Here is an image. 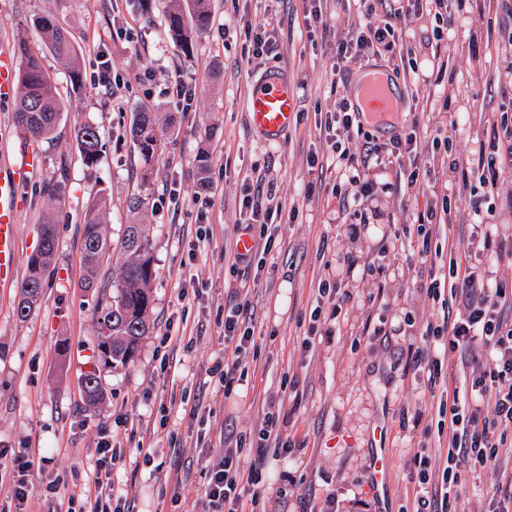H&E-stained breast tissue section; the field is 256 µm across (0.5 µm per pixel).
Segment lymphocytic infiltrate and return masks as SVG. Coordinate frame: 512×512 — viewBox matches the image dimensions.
I'll return each mask as SVG.
<instances>
[{
  "instance_id": "f902f5d3",
  "label": "lymphocytic infiltrate",
  "mask_w": 512,
  "mask_h": 512,
  "mask_svg": "<svg viewBox=\"0 0 512 512\" xmlns=\"http://www.w3.org/2000/svg\"><path fill=\"white\" fill-rule=\"evenodd\" d=\"M361 2L363 22L336 40L337 65L359 61L382 47L392 48L414 17L430 20L433 40L442 41L456 20V11L466 8V0H407L402 6L396 0ZM355 121V113L344 101L335 111L326 113L324 120V130L330 135L336 155L339 205L358 204L376 194L378 188L366 174L381 164L396 168L399 190L408 196L435 163L447 164L451 172L460 175L451 192L437 195L434 203L417 216L416 231L421 238L417 257L421 268L428 271L419 289L439 303L441 312L427 321L420 345L410 351V362L415 372L425 376L428 390L441 392L438 412L448 417V448L431 457L413 454L409 468L417 479L413 512H463L462 470L498 471L504 439L497 431L502 427L512 429V321L502 315L503 307H512V287L497 273L498 267H512V248L504 243L512 226L482 221L481 207H474L476 221L467 239L461 241L458 256L450 257L447 275L441 278L434 273L437 258L431 245L439 219L450 214L453 196L463 195L471 179H478L491 192L502 184L505 167L512 165V119L504 113L490 118L488 150H477L463 162L449 159L446 150L451 138L442 128L432 139V154L419 150L414 132L420 124L419 116H411V132L396 134L384 143L367 137L357 148L350 145ZM242 207L246 217L234 230L261 242L262 250L237 252L233 258L236 264L251 269L259 253L271 252L283 207L274 194L265 195L257 189L244 194ZM364 275L356 255L337 251L334 272L318 284L304 346H312L321 335V319H348L354 307L355 283ZM250 309V299L239 296L224 315V346L231 349L232 357L224 365L221 380L228 392L248 375L247 349L253 338ZM453 359L461 366L463 384L470 387V403H462L458 390L447 387L448 366ZM248 446L255 450V461L246 469L241 465V454ZM293 446L282 432L279 409L269 408L252 438L239 436L225 442L223 458L209 472L200 500L201 512H245L249 507H262L261 459L268 448L285 453ZM95 453L96 497L90 512H132L128 500L111 493L112 462L119 455V448L105 437L98 442Z\"/></svg>"
}]
</instances>
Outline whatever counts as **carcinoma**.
Wrapping results in <instances>:
<instances>
[{
  "instance_id": "cac0c4a2",
  "label": "carcinoma",
  "mask_w": 512,
  "mask_h": 512,
  "mask_svg": "<svg viewBox=\"0 0 512 512\" xmlns=\"http://www.w3.org/2000/svg\"><path fill=\"white\" fill-rule=\"evenodd\" d=\"M168 32L184 52L193 51L189 31L203 30L209 25L208 0H169L166 14ZM43 34L44 48L55 56L68 72L73 91L83 87L84 76L79 54L68 32L52 16L37 18ZM17 52L22 59L19 75L18 97L15 119L18 127L34 142L49 140L61 120L64 106L60 101L52 78L43 65L40 52L32 51L21 41ZM161 118L159 113L143 109L133 113L129 132L133 144L145 161L161 148ZM75 140L82 164L89 170L98 168L104 152L99 129L91 123H83L75 130ZM194 164L198 185H208L207 175L211 165V154L200 147ZM104 194L88 201L82 232V263L84 281L82 287L92 293L96 313V339L98 364L85 372L82 385L93 403L103 399L100 367L126 366L136 357L140 341L150 330L151 294L150 284L155 276L150 246L149 225L136 223L126 225L120 242L119 253L124 257L120 266V278L109 281L99 277L104 262L112 257V242L105 232ZM57 224L54 212L42 215L39 245L27 260V270L19 285L16 315L27 318L40 300L56 251Z\"/></svg>"
}]
</instances>
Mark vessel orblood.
<instances>
[{"label":"vessel or blood","instance_id":"b4317fda","mask_svg":"<svg viewBox=\"0 0 512 512\" xmlns=\"http://www.w3.org/2000/svg\"><path fill=\"white\" fill-rule=\"evenodd\" d=\"M361 112L376 115L394 111L398 96L389 81L379 73L364 77L360 84ZM296 111L293 82L287 74L270 71L260 77L248 100L249 120L267 141L278 142L292 126ZM39 165L34 154H26L19 164L0 171V272L15 267L17 262V212L15 195L19 181ZM370 489L374 498H381L389 481L385 454L371 461Z\"/></svg>","mask_w":512,"mask_h":512}]
</instances>
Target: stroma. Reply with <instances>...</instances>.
Instances as JSON below:
<instances>
[{"instance_id":"stroma-1","label":"stroma","mask_w":512,"mask_h":512,"mask_svg":"<svg viewBox=\"0 0 512 512\" xmlns=\"http://www.w3.org/2000/svg\"><path fill=\"white\" fill-rule=\"evenodd\" d=\"M167 0H0V52L18 41L42 48L34 25L49 14L72 35L84 73L100 59L111 65L109 86L84 83L73 91L52 55L43 65L70 108L50 141L33 142L15 123V96L0 99V155L20 160L41 155L37 171L19 186L18 257L11 282H0V448L33 452L40 471L27 512H59L55 477L82 498L96 468L101 435L122 448L112 470L117 493L133 512H197L213 464L224 454V426L259 429L270 397L282 398L291 454L268 452L263 488L270 512H374L367 493L370 462L383 448L390 480L385 493L394 512H412L415 483L409 459L425 430L438 428V401L408 367L431 300L420 294L411 264L415 237L404 234L431 198L443 190L448 170L436 167L416 199L387 194L340 209L336 169L317 113L351 99L360 68L379 66L402 88L404 111L424 114L417 132L432 148L436 128L456 124L453 156L467 158L485 140L492 113L512 110V46L504 40L500 0H477L461 15L439 48L421 46L424 23L410 22L403 46L378 51L344 71L333 69L335 41L307 32L306 0H211L207 29L191 32L192 54H183L164 22ZM238 14L271 24L276 48L248 61ZM448 80L437 81L439 62ZM284 68L295 84L298 114L281 142H267L249 123L247 101L265 71ZM193 78L191 107L169 99L171 75ZM154 108L170 115L162 147L143 161L129 135L134 112ZM92 122L106 144L97 170L86 169L74 129ZM212 154L207 191L213 204L195 203L194 157L200 145ZM319 157L310 167V154ZM67 165L65 193L51 204L45 188ZM150 180H143L144 170ZM273 188L286 213L261 276L224 253L249 185ZM103 193L108 239L120 243L126 225L146 217L156 275L151 283L154 326L134 363L101 373L104 397L91 406L82 376L96 349L94 301L80 288L83 214ZM141 196V213L128 202ZM59 217L57 252L42 298L31 315L15 312L19 284L35 249L42 213ZM360 225L355 239L342 235ZM395 250L381 247L393 234ZM345 247L384 269V291L373 306L355 298L348 323L303 348L304 326L316 305L318 284ZM249 290L253 342L248 377L232 393L220 380L224 367V308L238 288ZM382 327L368 336L365 325ZM197 417H190L191 407Z\"/></svg>"}]
</instances>
